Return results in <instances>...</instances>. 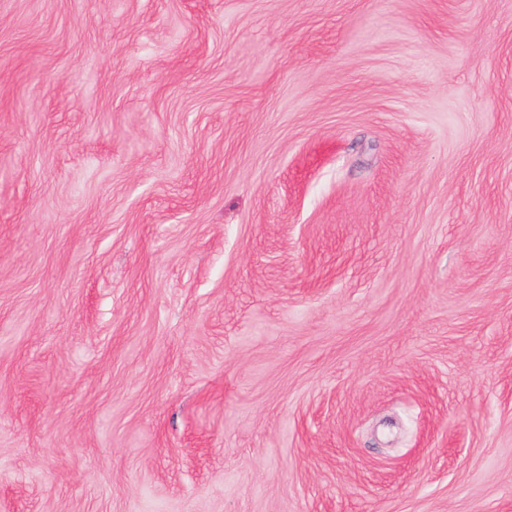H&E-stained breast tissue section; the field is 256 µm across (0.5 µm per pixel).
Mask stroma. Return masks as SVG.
<instances>
[{"mask_svg":"<svg viewBox=\"0 0 512 512\" xmlns=\"http://www.w3.org/2000/svg\"><path fill=\"white\" fill-rule=\"evenodd\" d=\"M0 512H512V0H0Z\"/></svg>","mask_w":512,"mask_h":512,"instance_id":"35a3bbf8","label":"stroma"}]
</instances>
